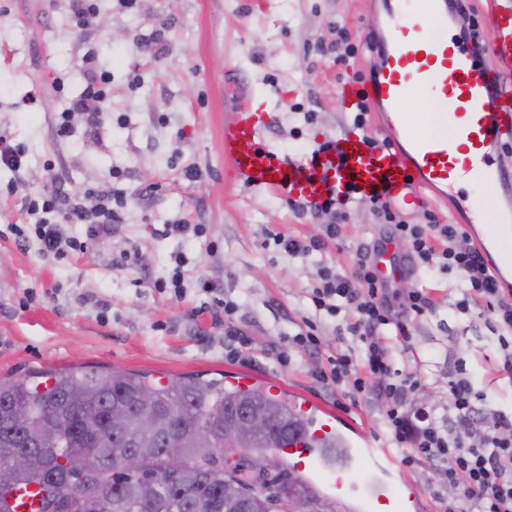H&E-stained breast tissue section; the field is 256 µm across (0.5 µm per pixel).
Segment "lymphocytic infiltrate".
I'll use <instances>...</instances> for the list:
<instances>
[{
  "instance_id": "lymphocytic-infiltrate-1",
  "label": "lymphocytic infiltrate",
  "mask_w": 512,
  "mask_h": 512,
  "mask_svg": "<svg viewBox=\"0 0 512 512\" xmlns=\"http://www.w3.org/2000/svg\"><path fill=\"white\" fill-rule=\"evenodd\" d=\"M96 198L89 207L56 187L31 199L27 212L36 218L33 233H26L19 224L11 227L18 246H25L33 234L48 255L82 249V242L66 236L68 223L87 225L94 237L111 235L120 220L112 193L100 191ZM353 201V195L346 194L331 195L307 207L296 204V211L329 216L322 234L303 239L278 232L272 239L293 258L326 253L341 240ZM367 201L381 223L390 225V242L402 247L403 259L415 269L453 271L461 277L458 310L476 306L493 314L500 330L498 371L512 377V289L501 286L464 225L441 223L430 210L424 211L423 223L411 224L396 215L386 196L376 193ZM51 213L63 214L65 224L48 221ZM317 277L310 294L313 306L338 318V334L352 338L351 344L318 362L313 371L317 382L325 386L348 382L355 393L384 404L391 442L400 450L403 463L428 465L440 483L454 487L452 498L441 499V512H512V415H496L486 428L477 425L475 416L484 396L474 392L461 363L448 383L450 403L445 414L424 412L414 406L418 375L397 367L414 320L437 307L432 292L415 288L392 300L388 282L375 263L361 257L347 271L321 266Z\"/></svg>"
}]
</instances>
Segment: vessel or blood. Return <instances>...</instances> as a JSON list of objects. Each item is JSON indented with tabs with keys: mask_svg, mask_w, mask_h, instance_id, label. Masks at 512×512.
Here are the masks:
<instances>
[{
	"mask_svg": "<svg viewBox=\"0 0 512 512\" xmlns=\"http://www.w3.org/2000/svg\"><path fill=\"white\" fill-rule=\"evenodd\" d=\"M455 10V0H389L388 38L372 80L342 88L347 101L366 98L370 111L382 113L403 138L399 148L374 151L348 135L315 160L288 162L261 144L263 106L252 100L224 125V160L235 181L300 202L382 190L412 209L430 204L429 189L452 187L461 170L481 187L511 182L512 174L494 167L491 151L512 132V92L496 88L512 76V0H481L482 57L472 42L451 36ZM420 96L432 105L424 132L407 110ZM479 243L496 244L503 265L512 266V234L504 225H490ZM343 438L327 417L313 422L310 438L289 442L280 454L325 496L346 499L351 512H411L412 492L361 478L367 449L349 446L341 460H325L323 444Z\"/></svg>",
	"mask_w": 512,
	"mask_h": 512,
	"instance_id": "1",
	"label": "vessel or blood"
}]
</instances>
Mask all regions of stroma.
I'll use <instances>...</instances> for the list:
<instances>
[{
	"instance_id": "stroma-1",
	"label": "stroma",
	"mask_w": 512,
	"mask_h": 512,
	"mask_svg": "<svg viewBox=\"0 0 512 512\" xmlns=\"http://www.w3.org/2000/svg\"><path fill=\"white\" fill-rule=\"evenodd\" d=\"M71 7L72 0H0V134L24 149L22 172L0 168V377L75 365L228 382L244 376L290 402L309 400L311 417L334 413L356 442L378 448L369 468L412 482L416 512H437L436 479L390 450L381 403L321 387L304 351L291 350L285 367L274 359L311 312L319 264L346 269L357 253L374 257L386 229L361 201L349 207L340 249L288 257L270 231L313 237L326 217L296 214L284 196L234 183L224 161V122L251 98L271 116L260 139L279 157L300 162L324 140L352 133L341 94L347 78L330 46L340 25L359 39L381 31L380 12L368 11L366 0H138L131 10L101 0L77 28ZM91 65L110 78L94 134L79 114L61 118ZM190 167L197 178H186ZM19 176L17 194H3ZM54 181L89 206L93 189L123 194L112 237L90 240L84 225L70 224L68 234L86 238L84 250L57 259L34 239L19 247L9 227L28 222L25 195ZM183 220L203 234L166 235ZM177 268L183 295L155 288ZM206 283L239 302L248 359L225 358L223 323L199 309ZM459 284L457 273L440 271L390 280L393 293L433 288L439 302L415 322L405 369L421 374L432 405H444L453 360L464 357L488 413L510 415L512 380L495 371L501 350L490 314L458 312Z\"/></svg>"
}]
</instances>
